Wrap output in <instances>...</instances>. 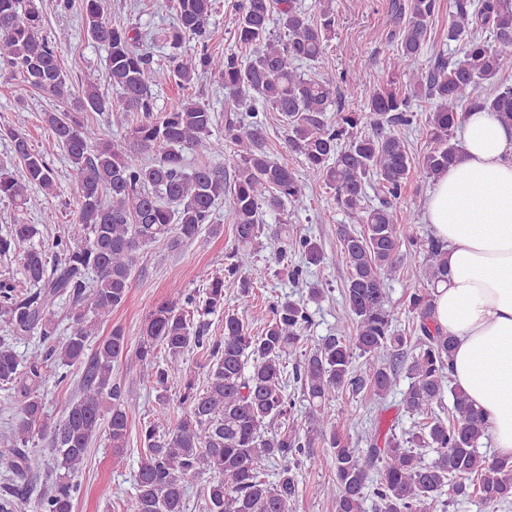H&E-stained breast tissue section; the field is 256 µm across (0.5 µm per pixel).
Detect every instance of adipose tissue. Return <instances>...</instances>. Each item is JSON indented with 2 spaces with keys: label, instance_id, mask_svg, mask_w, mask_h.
Instances as JSON below:
<instances>
[{
  "label": "adipose tissue",
  "instance_id": "1",
  "mask_svg": "<svg viewBox=\"0 0 512 512\" xmlns=\"http://www.w3.org/2000/svg\"><path fill=\"white\" fill-rule=\"evenodd\" d=\"M464 151L435 181L424 220L448 252L434 290L435 323L455 339L452 378L512 456V125L463 118Z\"/></svg>",
  "mask_w": 512,
  "mask_h": 512
}]
</instances>
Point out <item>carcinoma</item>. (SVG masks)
Listing matches in <instances>:
<instances>
[{"label":"carcinoma","instance_id":"cac0c4a2","mask_svg":"<svg viewBox=\"0 0 512 512\" xmlns=\"http://www.w3.org/2000/svg\"><path fill=\"white\" fill-rule=\"evenodd\" d=\"M155 6L177 16L175 26L151 37L169 49L177 85L209 74L228 95L230 111L242 113L224 123V145L233 150L230 183L220 167L186 163L187 152L209 147L214 112L192 97L156 109L153 54L136 29L107 20L105 0H58V7L80 16L88 37L105 47L114 97L94 81L67 82L34 0H0V75H18L38 92L73 100L74 111L45 112L43 122L70 162L78 189L75 226L51 247L39 240L36 224L18 222L0 234V256H18L23 277L0 279V385L13 411L0 434V512H73L81 490L76 475L98 434L106 433L114 454L123 453L129 404L112 371L127 357L160 405L170 403L171 383L179 382L183 410L166 430L151 422L141 427L146 448L130 512H186L188 483L197 480L204 482L199 512H291L297 470L320 462L322 448L332 455L335 512H364L369 497L378 512H431L474 497L486 512L511 505L512 458L479 451L489 438L488 424L466 393L451 385L454 341L434 323L432 288L448 275L444 245L434 238L423 244L427 260L415 277L426 287L412 289L404 304L416 336L395 332L385 278L399 270L402 243L417 241L410 225L399 233L393 206L411 169L421 168L432 180L448 170L463 149L454 132L466 112H494L512 125V86L497 82L512 70V0H448L447 38L461 44L462 56L436 57L407 87L404 65L425 46L440 0L407 6L396 0L391 15L405 22L393 36L387 79L369 90L364 111L338 108L331 116L333 81L302 67L317 68L335 34L332 0H317L314 14L297 0H240L234 36L248 51L244 60L209 51L212 0H155ZM275 15L283 29L277 35L270 27ZM420 98L432 101V108L424 124L428 150L417 160L397 132L415 127ZM270 110L283 119L284 148L302 158L308 177L335 190L339 210L362 224L340 232L339 259L348 272L341 296L351 326L319 339L308 335L307 305L288 298L269 307L256 334L238 314L224 312L226 281L238 283L242 304L250 303L254 245L265 213L299 200L307 187L270 156ZM85 112L136 114L131 146L97 137ZM6 135L21 175L0 166V200L22 211L32 189L56 195L59 171L25 133L8 128ZM221 200L234 237L224 272L206 275L201 293L171 288L147 314L136 348L118 325L96 337L98 324L126 301L140 251L161 241L177 250L205 230L221 233L223 225L213 223ZM280 233L278 274L298 283L306 269L326 260L312 237L290 239L286 226ZM290 249L299 262L288 266ZM64 298L71 302L70 333L58 338L54 307ZM215 313L224 314L219 339L206 335V323L191 321L193 314ZM33 336L41 346L19 354L18 341ZM194 351L205 357L201 384L184 368ZM295 354L294 380L309 406L305 429L290 424L296 402L288 393L287 360ZM357 357L365 359L359 372L353 368ZM402 369L409 379L403 405L424 421L400 436L388 428L383 448L353 447L336 429L331 403L344 391L364 388L382 399ZM75 373L78 396L55 421L45 411L43 388L51 377L63 383ZM43 439L50 442L47 457L37 450ZM423 448L434 453L432 461H425ZM40 474L46 489L34 498L26 480Z\"/></svg>","mask_w":512,"mask_h":512}]
</instances>
